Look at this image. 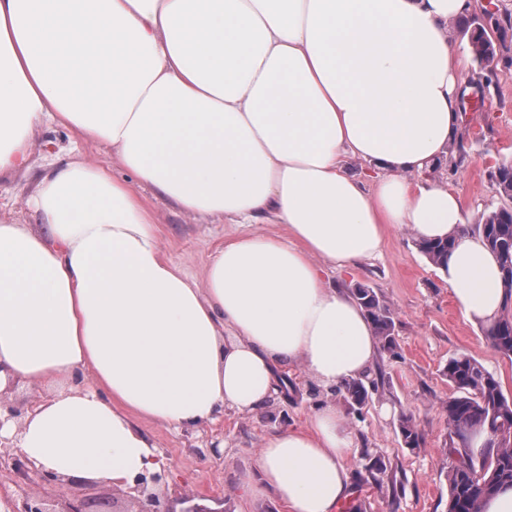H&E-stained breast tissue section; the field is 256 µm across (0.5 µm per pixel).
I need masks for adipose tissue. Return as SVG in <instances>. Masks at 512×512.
<instances>
[{
	"instance_id": "1",
	"label": "adipose tissue",
	"mask_w": 512,
	"mask_h": 512,
	"mask_svg": "<svg viewBox=\"0 0 512 512\" xmlns=\"http://www.w3.org/2000/svg\"><path fill=\"white\" fill-rule=\"evenodd\" d=\"M473 0H0V179L30 168L38 126L111 149L131 180L81 155L48 163L33 224L0 221V391L36 398L0 438L41 473L131 485L158 466L148 430L252 413L298 364L333 388L378 354L330 267L387 232L453 237L440 273L463 316L504 306L496 256L461 196L431 180L461 125L469 54L451 27ZM373 166V188L346 169ZM248 224L194 277L153 208ZM280 224L281 234L258 232ZM353 434L335 402L267 434L257 494L340 512Z\"/></svg>"
}]
</instances>
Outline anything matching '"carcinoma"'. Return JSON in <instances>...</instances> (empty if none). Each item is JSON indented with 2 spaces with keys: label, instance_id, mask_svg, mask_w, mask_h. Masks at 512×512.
I'll return each mask as SVG.
<instances>
[{
  "label": "carcinoma",
  "instance_id": "obj_1",
  "mask_svg": "<svg viewBox=\"0 0 512 512\" xmlns=\"http://www.w3.org/2000/svg\"><path fill=\"white\" fill-rule=\"evenodd\" d=\"M469 36L471 53L477 63L474 84H495L498 52L487 28L473 19L464 29ZM490 178L500 195L512 198V167L495 168ZM486 245L501 261L505 294L512 297V208L500 207L483 217L474 227ZM419 251L433 265L447 264L455 240L418 241ZM354 295L374 326L381 348H396L394 321L390 310L370 288L358 287ZM492 347L512 360V310L501 315L485 329ZM448 382L457 396L448 400V457L453 459L448 472V512H481L482 499L503 485H512V399L507 398L497 377L471 356L460 353L448 360ZM372 380L364 375L336 388L347 409L360 414L369 396ZM397 428L405 447L417 449L422 443L419 426L410 413L402 412ZM477 430L490 436L479 452L469 446L467 432ZM362 472L377 488L391 496L398 492V482L386 458L363 450Z\"/></svg>",
  "mask_w": 512,
  "mask_h": 512
}]
</instances>
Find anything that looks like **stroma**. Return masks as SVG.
Segmentation results:
<instances>
[{
	"instance_id": "1",
	"label": "stroma",
	"mask_w": 512,
	"mask_h": 512,
	"mask_svg": "<svg viewBox=\"0 0 512 512\" xmlns=\"http://www.w3.org/2000/svg\"><path fill=\"white\" fill-rule=\"evenodd\" d=\"M497 91L479 108L463 115L466 126L465 156L457 166L442 167L436 180L448 181L462 197L467 224H478L484 214L507 205L489 177L501 159L512 158V57L497 66ZM69 130L34 129L31 136V169L0 183V219L32 223L28 207L46 158L66 156ZM164 249L194 276H201L213 250L239 235L235 224H218L213 218L182 211L171 201L152 199ZM328 285L354 292L373 289L393 315L396 352L378 354L371 370L380 379L362 415H347L354 447L346 459L360 471V454H383L403 483L396 500L369 482L355 486L354 497L363 512H447L448 471L452 461L448 444L445 407L456 391L445 370L450 357L465 353L483 364L499 379L503 392L512 397V360L491 346L484 327L468 322L454 305L447 284L417 247L408 228L387 234L376 257L347 270L329 272ZM288 391L276 394L267 405L243 415L225 408L213 422L175 432L149 425L165 461L161 491L189 496L204 495L206 506L224 512H284L274 495H253L243 481L255 472V457L262 438L304 419L306 413L328 396L305 370L297 365L283 371ZM414 415L423 435L420 448H405L395 428L400 412Z\"/></svg>"
}]
</instances>
